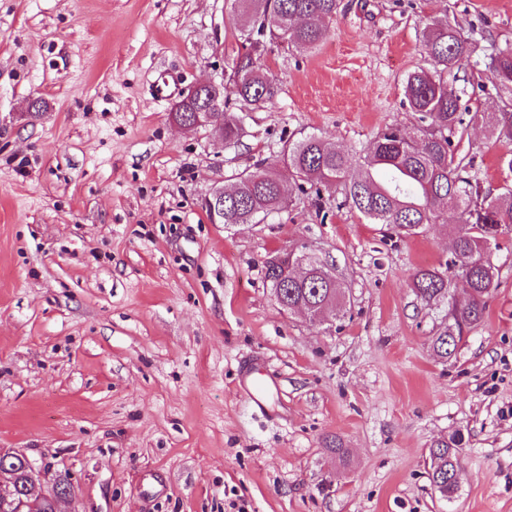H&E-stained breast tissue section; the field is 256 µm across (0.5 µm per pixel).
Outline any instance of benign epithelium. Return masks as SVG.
<instances>
[{"mask_svg": "<svg viewBox=\"0 0 512 512\" xmlns=\"http://www.w3.org/2000/svg\"><path fill=\"white\" fill-rule=\"evenodd\" d=\"M222 90V82L207 81L189 86L172 107V122L183 128H210L219 140H224V99L220 98ZM193 101L199 104L195 114L191 117L181 115L183 108ZM206 203L211 207L212 223H221L224 220V187L216 188ZM47 469V465L36 467L22 451L0 449V512H23V505L19 504L16 497V489L22 484L28 496H37L57 504L65 495L58 483H53L45 490L39 488L40 473Z\"/></svg>", "mask_w": 512, "mask_h": 512, "instance_id": "7a95c632", "label": "benign epithelium"}]
</instances>
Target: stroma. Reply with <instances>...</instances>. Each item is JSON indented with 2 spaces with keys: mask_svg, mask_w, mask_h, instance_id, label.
Returning a JSON list of instances; mask_svg holds the SVG:
<instances>
[{
  "mask_svg": "<svg viewBox=\"0 0 512 512\" xmlns=\"http://www.w3.org/2000/svg\"><path fill=\"white\" fill-rule=\"evenodd\" d=\"M443 18L512 47V0H340L316 48H258L278 93L245 112L228 96L243 115L228 148L174 125L152 85L228 76L231 0H0V448L68 479L59 512H512V236L483 326L441 360L446 310L411 279L443 268L453 214L400 240L337 193L289 188L262 224L203 209L312 134L355 160L385 128L420 137L404 84ZM453 83L476 116L458 154L503 193L512 143L491 130L508 94L480 62ZM301 247L350 297L322 323L264 278L270 250ZM250 364L264 413L238 387ZM457 432L445 501L426 457Z\"/></svg>",
  "mask_w": 512,
  "mask_h": 512,
  "instance_id": "obj_1",
  "label": "stroma"
}]
</instances>
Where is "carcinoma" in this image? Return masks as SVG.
I'll return each mask as SVG.
<instances>
[{"label": "carcinoma", "mask_w": 512, "mask_h": 512, "mask_svg": "<svg viewBox=\"0 0 512 512\" xmlns=\"http://www.w3.org/2000/svg\"><path fill=\"white\" fill-rule=\"evenodd\" d=\"M233 4L238 37L254 49L268 37L313 49L329 36L330 22L339 9V0H233ZM475 49V40L446 19L425 28L422 51L428 65L411 72L404 87L410 110L426 123L423 138L412 139L389 128L377 135L355 171L345 150L308 136L283 152V169L247 167L235 175L224 194V223L258 224L284 209L287 177L301 192L306 184L316 187L317 200L322 199L321 191L339 189L353 208L399 237L415 235L435 223L440 206L447 205L458 220L445 270H421L412 280L420 300L448 307V326L433 339V349L443 359L484 324L487 302L499 285L492 259L499 248L497 234L512 227V189L492 195L471 174L470 164L456 159L453 138L463 117L459 91L447 76L466 68ZM484 65L494 87L512 88L511 47L484 54ZM232 80L236 95L251 109L265 107L277 94L276 83L250 56L236 61ZM492 132L499 140L512 141V98L503 101ZM241 135L239 116L224 112V145L237 143ZM450 272L468 284L469 292L458 300L449 290ZM265 278L270 287L282 289L290 305L302 301L336 315L345 309L342 284L324 262H312L309 276L296 282L284 276L282 265L271 255L265 262ZM461 451L459 434L437 440L429 449L430 484L442 498L450 499L457 491L454 475Z\"/></svg>", "instance_id": "cac0c4a2"}]
</instances>
